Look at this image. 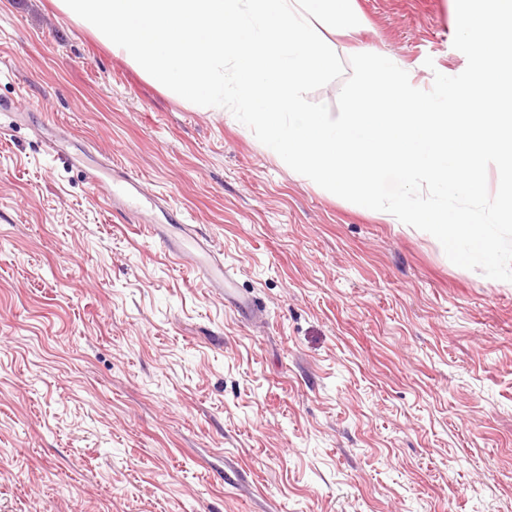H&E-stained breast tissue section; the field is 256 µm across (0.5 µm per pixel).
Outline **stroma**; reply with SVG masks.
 I'll list each match as a JSON object with an SVG mask.
<instances>
[{
	"mask_svg": "<svg viewBox=\"0 0 512 512\" xmlns=\"http://www.w3.org/2000/svg\"><path fill=\"white\" fill-rule=\"evenodd\" d=\"M427 90L455 0H356ZM0 512H512V282L171 96L53 0H0ZM211 238L238 310L46 147ZM97 165V168L85 171L86 178L93 188L97 186L109 190L113 210L131 214L158 212L169 222L167 215L170 208L166 199L147 193L131 168L112 164L109 160L100 161ZM100 172L109 173L110 181L101 180Z\"/></svg>",
	"mask_w": 512,
	"mask_h": 512,
	"instance_id": "stroma-1",
	"label": "stroma"
}]
</instances>
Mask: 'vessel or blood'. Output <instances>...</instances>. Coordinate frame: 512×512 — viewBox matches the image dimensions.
Wrapping results in <instances>:
<instances>
[{
  "label": "vessel or blood",
  "mask_w": 512,
  "mask_h": 512,
  "mask_svg": "<svg viewBox=\"0 0 512 512\" xmlns=\"http://www.w3.org/2000/svg\"><path fill=\"white\" fill-rule=\"evenodd\" d=\"M86 178L91 186H106L110 192L113 210L122 213L139 214L155 212L167 214L166 199L147 193L138 175L126 166L104 161L96 169L87 171ZM149 233L159 239L175 261L189 266L190 270L203 278L211 288L231 299L238 307L249 309L253 306L250 296L238 292L233 275L225 268L214 246L196 226L180 224L176 235H169L160 224L150 225Z\"/></svg>",
  "instance_id": "1"
}]
</instances>
